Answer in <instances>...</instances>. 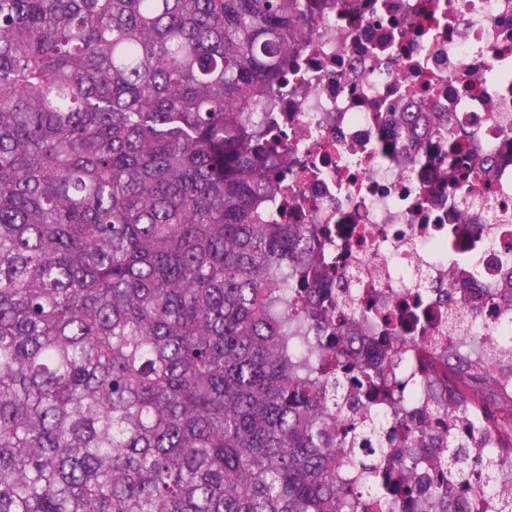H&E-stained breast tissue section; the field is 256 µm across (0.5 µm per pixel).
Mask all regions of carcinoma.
<instances>
[{"label": "carcinoma", "mask_w": 512, "mask_h": 512, "mask_svg": "<svg viewBox=\"0 0 512 512\" xmlns=\"http://www.w3.org/2000/svg\"><path fill=\"white\" fill-rule=\"evenodd\" d=\"M308 0H0V512H401L336 470L351 368L307 344L303 224H268L272 109ZM453 388L512 393L476 362ZM381 424L354 434L379 457ZM448 438L437 495L478 476ZM398 462H420L413 440Z\"/></svg>", "instance_id": "obj_1"}]
</instances>
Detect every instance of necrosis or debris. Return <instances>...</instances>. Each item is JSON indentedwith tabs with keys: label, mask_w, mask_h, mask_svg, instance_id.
<instances>
[{
	"label": "necrosis or debris",
	"mask_w": 512,
	"mask_h": 512,
	"mask_svg": "<svg viewBox=\"0 0 512 512\" xmlns=\"http://www.w3.org/2000/svg\"><path fill=\"white\" fill-rule=\"evenodd\" d=\"M310 37L293 50L269 115L284 175L274 223L306 224V301L344 316L346 354L405 366L375 395L347 389L344 411L382 422L392 481L418 512H443L434 487L439 438L468 440L473 463L497 445L449 369L484 355L496 324L512 364V0H314ZM452 406L451 419L438 420ZM421 426L426 462L396 461Z\"/></svg>",
	"instance_id": "obj_1"
}]
</instances>
